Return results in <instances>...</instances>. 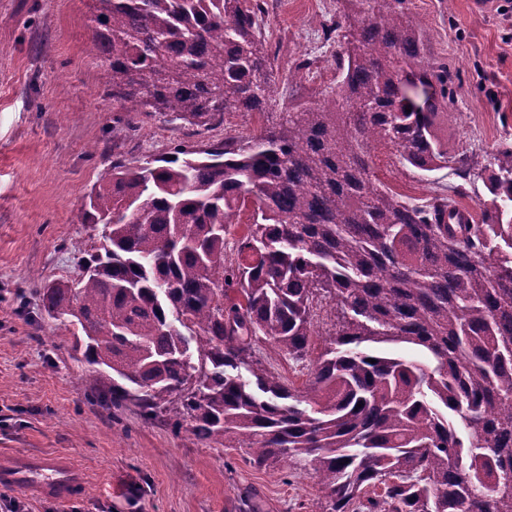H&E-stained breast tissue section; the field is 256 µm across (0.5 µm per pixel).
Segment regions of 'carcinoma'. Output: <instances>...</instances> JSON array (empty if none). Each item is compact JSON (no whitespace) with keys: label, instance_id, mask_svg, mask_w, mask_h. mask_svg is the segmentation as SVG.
Segmentation results:
<instances>
[{"label":"carcinoma","instance_id":"carcinoma-1","mask_svg":"<svg viewBox=\"0 0 512 512\" xmlns=\"http://www.w3.org/2000/svg\"><path fill=\"white\" fill-rule=\"evenodd\" d=\"M345 2L329 29L335 92L267 113L245 141L113 163L78 215L105 226L103 251L83 259L77 285L44 288L42 306L80 331L93 384L112 371V406L166 412L200 443L243 438L259 466L301 459L324 512H512V146L448 152L436 123L457 75L432 59L413 0ZM89 10L125 111L206 128L263 113L265 0ZM379 142L406 169L479 171L480 223L455 222L454 199L375 181ZM230 290L241 300L224 303ZM323 312L331 339L304 387L255 357L268 343L306 360Z\"/></svg>","mask_w":512,"mask_h":512}]
</instances>
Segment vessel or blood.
I'll list each match as a JSON object with an SVG mask.
<instances>
[{"label":"vessel or blood","instance_id":"1","mask_svg":"<svg viewBox=\"0 0 512 512\" xmlns=\"http://www.w3.org/2000/svg\"><path fill=\"white\" fill-rule=\"evenodd\" d=\"M0 486L24 488L44 498L67 502L86 486L82 471L55 455H0Z\"/></svg>","mask_w":512,"mask_h":512}]
</instances>
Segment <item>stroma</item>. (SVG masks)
<instances>
[{"label": "stroma", "instance_id": "1", "mask_svg": "<svg viewBox=\"0 0 512 512\" xmlns=\"http://www.w3.org/2000/svg\"><path fill=\"white\" fill-rule=\"evenodd\" d=\"M275 56L268 109L314 105L336 88L335 46L325 30L336 0H268ZM432 58L457 75L455 101L438 120L449 150L483 153L512 143V0H414ZM309 70L294 73L296 62ZM87 0H0V454L50 453L84 470L86 489L65 504L0 487V512H321L302 464L254 465L248 448L197 443L134 403L89 399L88 364L72 333L49 318L40 292L78 282L81 260L104 242L100 224L76 217L114 161L141 164L175 148L245 135L257 113L227 115L206 130L127 113L106 91ZM132 121L123 135L116 121ZM376 179L415 198L448 194L455 176L425 181L393 150L373 151Z\"/></svg>", "mask_w": 512, "mask_h": 512}]
</instances>
